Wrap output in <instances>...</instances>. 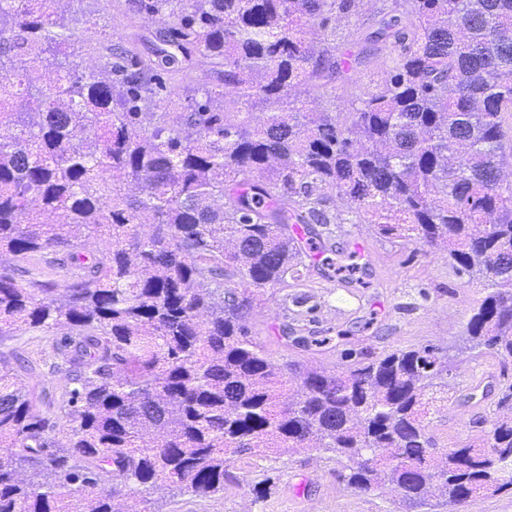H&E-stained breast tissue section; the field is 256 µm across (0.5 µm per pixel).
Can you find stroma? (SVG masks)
<instances>
[{"label":"stroma","mask_w":512,"mask_h":512,"mask_svg":"<svg viewBox=\"0 0 512 512\" xmlns=\"http://www.w3.org/2000/svg\"><path fill=\"white\" fill-rule=\"evenodd\" d=\"M378 5V0H358L350 16L339 19L341 40L326 44L331 57L360 51L354 38L369 31ZM56 13L74 32L71 52L94 72L101 69L98 44L116 35L121 46L149 59L177 24L176 17L147 12L142 0H59ZM358 78L352 84L333 75L315 86H298L291 95L317 111H342L361 89L383 82L382 61L362 62ZM163 79L167 86H179L177 101L159 89L141 101V111L188 112L205 103V89L224 87L219 67L194 53L183 58L181 72L164 74ZM328 209L337 221L317 228L324 251L309 252L302 279L276 286L248 318L252 337L269 357L331 373L399 349L458 344L483 292L458 273L447 251H425L405 239L380 237L373 225L347 223L349 208L340 199H331ZM351 254L359 268L350 283L339 279L325 258ZM287 326L328 343L292 345L282 333ZM486 372L512 381V363L501 365L494 354L455 353L448 408L430 426L441 447H462L489 430L492 405L464 400L466 383ZM345 465L343 459L318 452L279 454L257 470L242 468L238 483L225 484L223 492L208 497H176L167 488H157L153 505L157 512H399L394 485L365 494L354 491L336 478ZM264 479L268 493L251 491V484Z\"/></svg>","instance_id":"1"}]
</instances>
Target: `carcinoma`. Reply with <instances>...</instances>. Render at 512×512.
<instances>
[{"instance_id":"cac0c4a2","label":"carcinoma","mask_w":512,"mask_h":512,"mask_svg":"<svg viewBox=\"0 0 512 512\" xmlns=\"http://www.w3.org/2000/svg\"><path fill=\"white\" fill-rule=\"evenodd\" d=\"M56 0H0V255L38 254L59 288L0 269L7 332L67 327L52 360L0 350V512H119L151 490L210 496L234 459L282 450L347 460L337 478L390 481L406 512L512 489V416L440 450L432 390L449 351L428 345L333 373L278 363L250 335L267 289L299 280L295 224H334L327 193L383 237L441 244L485 296L463 348L512 361V0H379L366 41L391 58L383 84L344 112L261 102L324 75L352 80L319 36L356 0H151L179 23L166 43L224 66L238 118L201 104L144 124L137 102L161 61L106 48L104 73L65 52ZM51 69L47 88L33 74ZM61 373L59 397L25 384ZM512 412V383L485 399ZM153 429L159 441H144ZM64 433L67 443L57 434Z\"/></svg>"}]
</instances>
